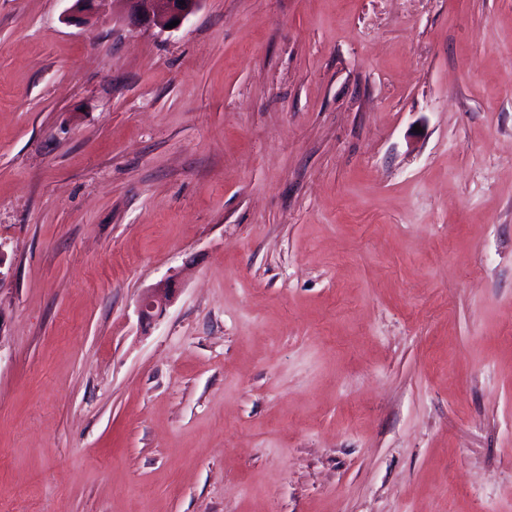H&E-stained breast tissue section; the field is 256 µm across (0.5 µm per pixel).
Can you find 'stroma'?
Listing matches in <instances>:
<instances>
[{
    "label": "stroma",
    "instance_id": "obj_1",
    "mask_svg": "<svg viewBox=\"0 0 512 512\" xmlns=\"http://www.w3.org/2000/svg\"><path fill=\"white\" fill-rule=\"evenodd\" d=\"M70 6L0 0V512H512V0ZM121 0L127 4L129 13L140 24L155 26L162 30L177 29L182 22L199 7L202 0ZM180 20L173 28H166L171 21ZM172 288L169 281L158 284L152 288L141 300L139 304V316L144 321H149L154 316V312L159 307H163L171 301Z\"/></svg>",
    "mask_w": 512,
    "mask_h": 512
}]
</instances>
